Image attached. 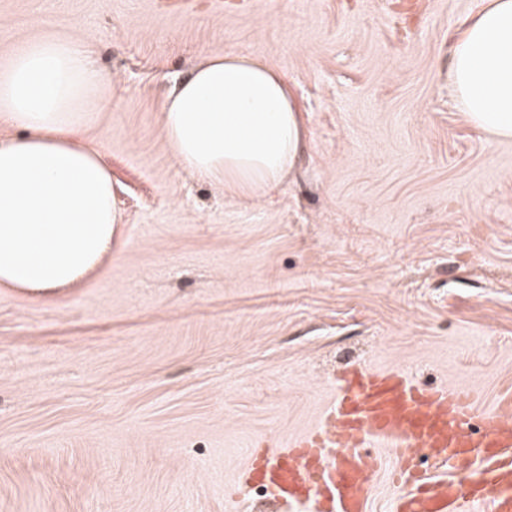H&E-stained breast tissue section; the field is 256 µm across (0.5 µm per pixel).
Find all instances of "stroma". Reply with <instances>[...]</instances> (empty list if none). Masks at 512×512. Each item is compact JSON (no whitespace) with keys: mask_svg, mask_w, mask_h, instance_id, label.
Returning <instances> with one entry per match:
<instances>
[{"mask_svg":"<svg viewBox=\"0 0 512 512\" xmlns=\"http://www.w3.org/2000/svg\"><path fill=\"white\" fill-rule=\"evenodd\" d=\"M0 0V61L79 35L108 102L111 251L39 300L0 287V512H266L232 489L261 437L313 426L346 364L512 387V139L444 76L481 0ZM278 66L306 129L262 198L178 166L175 81Z\"/></svg>","mask_w":512,"mask_h":512,"instance_id":"obj_1","label":"stroma"}]
</instances>
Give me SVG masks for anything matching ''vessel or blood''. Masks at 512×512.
<instances>
[{
	"label": "vessel or blood",
	"mask_w": 512,
	"mask_h": 512,
	"mask_svg": "<svg viewBox=\"0 0 512 512\" xmlns=\"http://www.w3.org/2000/svg\"><path fill=\"white\" fill-rule=\"evenodd\" d=\"M384 448L405 486L395 512H512V398L482 405L462 384L425 389L399 370L346 366L318 422L256 443L247 482L310 512H368ZM426 458L452 472L417 468Z\"/></svg>",
	"instance_id": "1"
}]
</instances>
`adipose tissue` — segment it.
<instances>
[{"mask_svg":"<svg viewBox=\"0 0 512 512\" xmlns=\"http://www.w3.org/2000/svg\"><path fill=\"white\" fill-rule=\"evenodd\" d=\"M448 80L468 121L512 137V0L483 4L454 38ZM104 83L77 37L39 36L0 62V285L47 298L80 282L115 233L112 177L80 132ZM165 139L178 165L263 196L304 143L291 91L269 61L211 54L169 96Z\"/></svg>","mask_w":512,"mask_h":512,"instance_id":"obj_1","label":"adipose tissue"}]
</instances>
